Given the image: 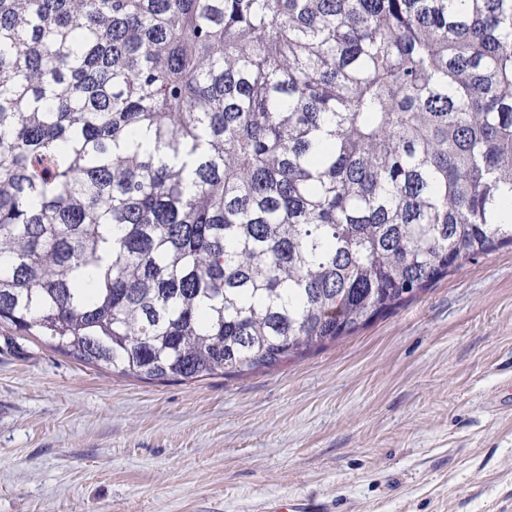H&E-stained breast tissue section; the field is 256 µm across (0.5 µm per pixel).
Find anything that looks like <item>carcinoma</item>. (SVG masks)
Listing matches in <instances>:
<instances>
[{"mask_svg": "<svg viewBox=\"0 0 512 512\" xmlns=\"http://www.w3.org/2000/svg\"><path fill=\"white\" fill-rule=\"evenodd\" d=\"M512 245V0H0V323L272 369Z\"/></svg>", "mask_w": 512, "mask_h": 512, "instance_id": "1", "label": "carcinoma"}]
</instances>
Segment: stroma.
Segmentation results:
<instances>
[{"label":"stroma","instance_id":"35a3bbf8","mask_svg":"<svg viewBox=\"0 0 512 512\" xmlns=\"http://www.w3.org/2000/svg\"><path fill=\"white\" fill-rule=\"evenodd\" d=\"M512 512V246L354 335L151 383L0 326V512Z\"/></svg>","mask_w":512,"mask_h":512}]
</instances>
